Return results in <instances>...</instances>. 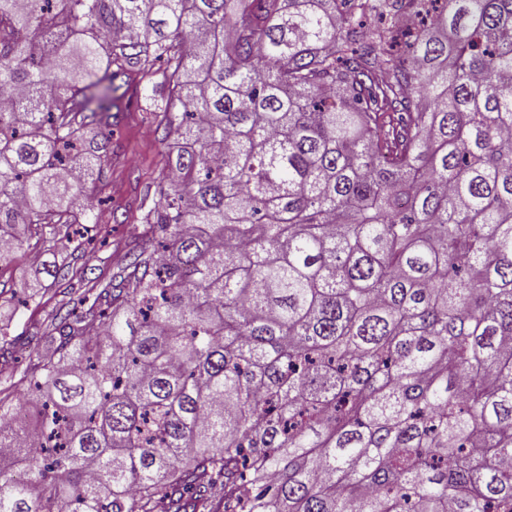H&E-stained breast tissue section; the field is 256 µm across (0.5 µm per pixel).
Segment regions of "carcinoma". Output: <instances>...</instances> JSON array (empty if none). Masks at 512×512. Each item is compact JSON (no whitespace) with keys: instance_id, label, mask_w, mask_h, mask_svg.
<instances>
[{"instance_id":"carcinoma-1","label":"carcinoma","mask_w":512,"mask_h":512,"mask_svg":"<svg viewBox=\"0 0 512 512\" xmlns=\"http://www.w3.org/2000/svg\"><path fill=\"white\" fill-rule=\"evenodd\" d=\"M399 2L0 0V263L94 223L126 69L175 151L0 512H512V0Z\"/></svg>"}]
</instances>
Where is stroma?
Instances as JSON below:
<instances>
[{
	"label": "stroma",
	"mask_w": 512,
	"mask_h": 512,
	"mask_svg": "<svg viewBox=\"0 0 512 512\" xmlns=\"http://www.w3.org/2000/svg\"><path fill=\"white\" fill-rule=\"evenodd\" d=\"M169 80L159 64L149 72L137 67L126 71L123 85L130 103L112 115L97 221L88 225L83 238L59 235L0 264V328L14 338L13 349L0 351V366L7 367L13 390H20L25 370L45 349L48 318L86 288L117 282L124 254L145 243V215L157 198L169 141L160 114L144 111L140 95L165 101ZM45 261L66 267L67 277L55 282L45 276Z\"/></svg>",
	"instance_id": "35a3bbf8"
}]
</instances>
